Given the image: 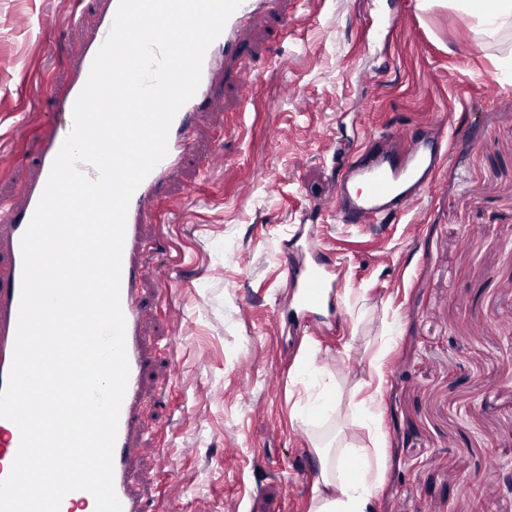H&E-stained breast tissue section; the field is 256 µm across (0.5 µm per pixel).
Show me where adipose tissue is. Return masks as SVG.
Instances as JSON below:
<instances>
[{"label": "adipose tissue", "instance_id": "1", "mask_svg": "<svg viewBox=\"0 0 512 512\" xmlns=\"http://www.w3.org/2000/svg\"><path fill=\"white\" fill-rule=\"evenodd\" d=\"M458 14L474 22L482 32L512 28V0H449ZM298 381L306 397L296 403L294 418L305 426L317 459L319 477L314 485L313 512H368L376 490L375 477L381 467L380 453L363 454L362 474L350 477L344 464L345 447L316 429L318 421L337 415L336 377L316 364L315 353L303 356L297 367Z\"/></svg>", "mask_w": 512, "mask_h": 512}]
</instances>
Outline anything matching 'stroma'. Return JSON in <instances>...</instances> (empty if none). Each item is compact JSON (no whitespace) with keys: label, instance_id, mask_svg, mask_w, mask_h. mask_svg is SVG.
<instances>
[{"label":"stroma","instance_id":"stroma-1","mask_svg":"<svg viewBox=\"0 0 512 512\" xmlns=\"http://www.w3.org/2000/svg\"><path fill=\"white\" fill-rule=\"evenodd\" d=\"M376 2L292 0L289 26L258 21L248 102L229 91L222 121L200 116L196 155L155 204L135 462L152 475V505L311 512L316 460L291 411L314 346L339 383L350 462L382 451L369 512H512L501 480L512 473V70L501 67L512 36L476 41L440 6L376 31ZM93 19L91 0H0V199L33 175L50 89ZM440 122L452 126L447 156L409 213L378 233L312 224L337 259L343 323L290 341L282 242L331 192V156L385 126ZM213 149L224 166L202 176ZM374 385L381 419L369 427L356 407Z\"/></svg>","mask_w":512,"mask_h":512}]
</instances>
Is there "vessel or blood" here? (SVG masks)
Instances as JSON below:
<instances>
[{"mask_svg": "<svg viewBox=\"0 0 512 512\" xmlns=\"http://www.w3.org/2000/svg\"><path fill=\"white\" fill-rule=\"evenodd\" d=\"M288 0H243L228 19L223 32L207 50L196 94L175 116L168 137L167 156L139 185L130 201L122 253L120 288L125 317V339L129 379L121 406L114 449V487L122 512H146L140 495L142 479L134 467L138 439L144 429L142 408L144 371L149 360V341L143 331V283L149 275L142 262L145 227L154 223L149 201L165 197L182 163L195 151L198 118L204 112L223 109L220 77L233 80L241 94L253 85L245 30L259 16L287 18ZM118 0H97L96 21L82 41L70 50L71 66L65 82L53 93L54 130L36 144V174L18 200L0 203V389L4 388L12 364L17 330L23 260L21 238L47 182L52 163L70 128L73 106L84 87L92 62L106 39ZM444 133H414L402 128L371 134L357 152L337 156L336 186L330 197L316 205L317 215L337 223L370 228L406 215L432 185L443 157ZM282 258L296 288L292 326L296 333L312 335L324 331L341 305L335 292L334 264L317 239L283 242ZM20 446L14 423L0 418V478L5 477Z\"/></svg>", "mask_w": 512, "mask_h": 512, "instance_id": "b4317fda", "label": "vessel or blood"}]
</instances>
